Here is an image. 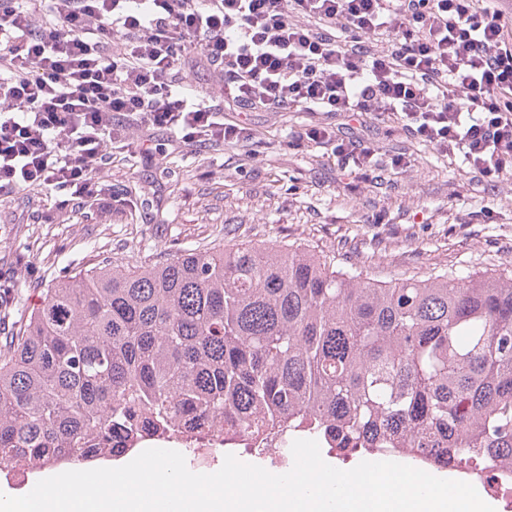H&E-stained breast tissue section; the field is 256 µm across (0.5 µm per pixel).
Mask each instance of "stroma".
Wrapping results in <instances>:
<instances>
[{"mask_svg": "<svg viewBox=\"0 0 512 512\" xmlns=\"http://www.w3.org/2000/svg\"><path fill=\"white\" fill-rule=\"evenodd\" d=\"M224 119L249 137L201 148L161 130L152 158L115 151L106 175L122 201L107 216L58 208L40 186L0 193V284L20 285L0 303V344L63 276L214 242H296L381 281L512 268V183L476 177L461 157L436 154L388 120L349 127L338 114L231 105ZM318 122L375 146L382 163L358 180L341 171L330 146L289 148L295 132ZM396 155L410 167L391 166Z\"/></svg>", "mask_w": 512, "mask_h": 512, "instance_id": "stroma-1", "label": "stroma"}]
</instances>
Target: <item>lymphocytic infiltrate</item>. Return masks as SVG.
Masks as SVG:
<instances>
[{"instance_id": "obj_1", "label": "lymphocytic infiltrate", "mask_w": 512, "mask_h": 512, "mask_svg": "<svg viewBox=\"0 0 512 512\" xmlns=\"http://www.w3.org/2000/svg\"><path fill=\"white\" fill-rule=\"evenodd\" d=\"M217 72L222 103L194 85ZM243 109L394 118L480 178H512V11L484 0H0V192L38 185L59 207L107 214L114 145L148 152L167 130L233 142ZM296 144H332L365 178L375 150L323 124Z\"/></svg>"}]
</instances>
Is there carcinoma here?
Segmentation results:
<instances>
[{
	"mask_svg": "<svg viewBox=\"0 0 512 512\" xmlns=\"http://www.w3.org/2000/svg\"><path fill=\"white\" fill-rule=\"evenodd\" d=\"M193 417L512 469V271L380 282L217 244L64 278L0 348V466L108 460Z\"/></svg>",
	"mask_w": 512,
	"mask_h": 512,
	"instance_id": "carcinoma-1",
	"label": "carcinoma"
}]
</instances>
